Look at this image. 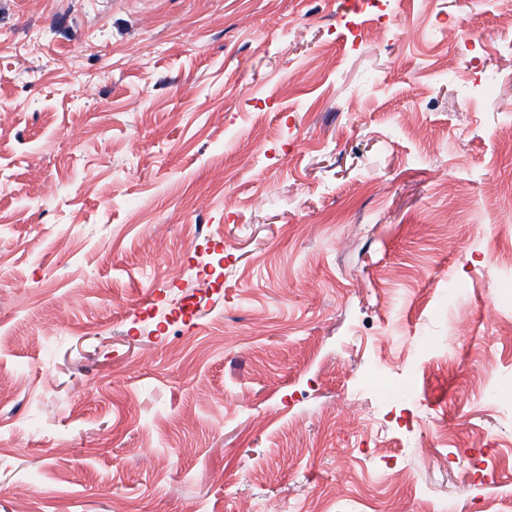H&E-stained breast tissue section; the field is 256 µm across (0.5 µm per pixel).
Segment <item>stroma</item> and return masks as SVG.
I'll return each instance as SVG.
<instances>
[{
  "label": "stroma",
  "instance_id": "stroma-1",
  "mask_svg": "<svg viewBox=\"0 0 512 512\" xmlns=\"http://www.w3.org/2000/svg\"><path fill=\"white\" fill-rule=\"evenodd\" d=\"M501 100L486 0H0V512H512Z\"/></svg>",
  "mask_w": 512,
  "mask_h": 512
}]
</instances>
